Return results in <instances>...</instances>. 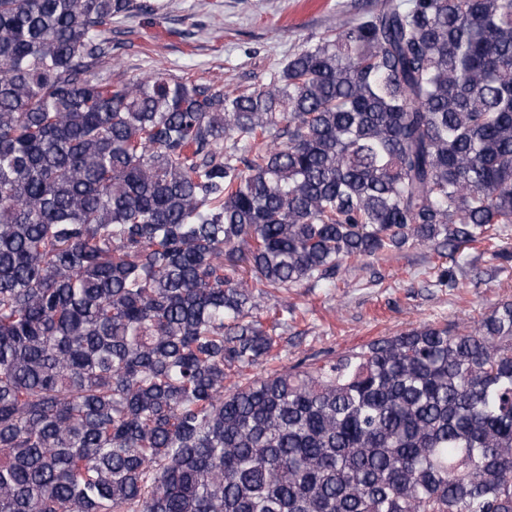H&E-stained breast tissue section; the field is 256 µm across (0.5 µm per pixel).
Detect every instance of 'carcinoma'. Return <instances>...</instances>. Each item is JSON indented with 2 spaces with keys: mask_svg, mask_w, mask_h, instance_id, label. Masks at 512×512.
Returning <instances> with one entry per match:
<instances>
[{
  "mask_svg": "<svg viewBox=\"0 0 512 512\" xmlns=\"http://www.w3.org/2000/svg\"><path fill=\"white\" fill-rule=\"evenodd\" d=\"M137 0H0V512H512V302L224 391L258 299L512 224V0H383L261 87L112 80Z\"/></svg>",
  "mask_w": 512,
  "mask_h": 512,
  "instance_id": "carcinoma-1",
  "label": "carcinoma"
}]
</instances>
